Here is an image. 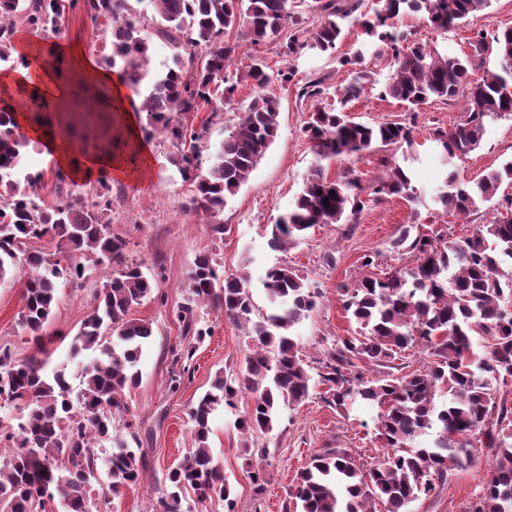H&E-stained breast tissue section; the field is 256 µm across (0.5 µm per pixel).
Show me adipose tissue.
Listing matches in <instances>:
<instances>
[{
    "mask_svg": "<svg viewBox=\"0 0 512 512\" xmlns=\"http://www.w3.org/2000/svg\"><path fill=\"white\" fill-rule=\"evenodd\" d=\"M59 54L75 61L74 70L61 75L44 65L41 55L32 50L31 39L20 35L15 53L16 64L0 73V93L26 84L44 101L68 100L71 106L105 114L120 132L121 150L105 142L97 148L75 155L67 139L56 131L45 130L32 121L27 111L19 109L15 119L56 169L80 183L108 174L135 184L144 183L153 165V147L141 134L139 99L117 72L98 66L94 57L82 48L62 46Z\"/></svg>",
    "mask_w": 512,
    "mask_h": 512,
    "instance_id": "ef3b65f1",
    "label": "adipose tissue"
}]
</instances>
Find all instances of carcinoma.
<instances>
[{"label": "carcinoma", "mask_w": 512, "mask_h": 512, "mask_svg": "<svg viewBox=\"0 0 512 512\" xmlns=\"http://www.w3.org/2000/svg\"><path fill=\"white\" fill-rule=\"evenodd\" d=\"M60 2L0 0V63L13 61L17 27L60 33ZM68 2L73 11L85 10L93 26L111 28L112 40L100 49L102 63L143 96L146 126L159 130L177 149L179 172L192 193L188 207L216 217L277 136L280 102L268 91L270 84L284 85L294 77L290 69L270 73L257 60L245 73L233 72L237 43L229 36L235 32L253 43L281 39L294 18L289 0H148L159 17L152 33L130 0ZM362 6L363 0H325L317 6L315 31L309 36L304 29L294 31L285 43L287 52L306 49L331 56L343 24L352 22L364 39L353 58L340 60L358 67L351 81L336 90L341 106L362 93L369 65L381 59L390 68L384 96L408 111L463 100L465 122L430 134L447 167L435 202L447 213L478 212L504 182L512 184V161L477 181L461 178L458 162L480 146L487 121L512 118V67L500 66L476 78L486 35L471 37V55L451 56L413 40L414 32L399 24L421 16L451 30L489 7L490 0H376L371 18L361 13ZM154 34L172 49L171 63L158 73L150 67ZM492 41L497 57L512 55L511 27L495 30ZM243 80L250 81L252 99L205 165L208 130L224 105L233 102ZM189 112L208 116L188 124L183 114ZM414 131L413 121L369 125L330 106L317 108L305 133L318 160L293 207L272 225L271 249L281 251L315 225L338 224L363 210L359 176L330 179L321 161L378 143L410 146ZM33 148L35 142L19 128L12 110L0 105V282L23 276L22 330L40 341L62 285L88 277L93 268L105 275L97 304L71 344L74 356L92 353L81 366L78 393L64 371L47 372L46 360L17 359L0 349V400L21 410L17 425L0 428V445L13 448L0 460V502H6L9 512H38L58 499L66 512H89L97 470L95 441H110L117 449L109 459L112 491L132 488L142 478L140 458L120 435L114 414L126 409L124 392L139 383L140 356L152 336L151 325L132 317V310L159 288L138 269L112 270L125 242L110 233L112 198L101 192L106 181L90 185L91 198L60 192L49 205L41 195L43 174L31 176L25 168ZM382 162L388 173L376 181L372 194L415 201L407 169L392 157ZM505 206L463 240L450 241L442 231L416 236L407 245L417 257L414 267L367 276L346 289L344 310L367 332L344 339L331 353L321 383L328 386L326 402L339 411L359 399L377 405L376 440L386 452L369 464L344 448L313 456L297 475L295 512H407L408 504L445 481L448 471L471 463V440L476 438L494 450L495 462L468 512H512V408L497 396L499 384L512 378V312L504 307L505 299L512 298V198L505 199ZM45 238L56 241L55 248L30 247ZM261 284L270 308L254 324L255 348L242 373L216 377L211 390L190 408L197 446L166 474L167 488L155 512H182L188 489L201 502L217 497L227 512H235L231 486L208 446L212 414L221 405L235 407L245 393L252 395L249 409L236 421L247 453L256 435L273 430L282 405L309 398L311 376L291 328L314 309L316 293L287 265L268 268ZM204 306L236 323L250 321L248 275L226 276L210 254L198 255L175 313L185 335H203L194 315ZM477 338L487 341L481 356L473 351ZM413 347L430 358L422 369L369 378L357 366L365 361L393 368L402 352ZM193 355L191 346L179 354L185 364L171 378L173 390L191 381ZM442 387L448 390V404L439 406L435 394ZM428 432L434 439L424 446L420 438Z\"/></svg>", "instance_id": "cac0c4a2"}]
</instances>
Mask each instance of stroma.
<instances>
[{
	"label": "stroma",
	"mask_w": 512,
	"mask_h": 512,
	"mask_svg": "<svg viewBox=\"0 0 512 512\" xmlns=\"http://www.w3.org/2000/svg\"><path fill=\"white\" fill-rule=\"evenodd\" d=\"M408 24L417 41L459 55L469 51L468 39L474 31L512 27V0H491L489 8L447 32L433 28L421 18H409ZM39 40L75 45L90 54L101 47L89 17L77 10L69 14L60 35L43 34ZM360 44L359 28L349 24L345 25L344 37L332 57L305 51L290 54L281 40L257 45L240 41L234 68H244L257 59L273 71L289 67L294 78L288 84L272 87L280 102L278 135L220 213L226 228L224 235H215L210 223L187 209L190 191L176 165L177 150L162 135L151 139L155 169L148 185L109 180L111 231L126 243L112 266L135 267L154 277L162 296L146 300L133 311L134 317L153 327L139 363L140 383L126 391L124 398L125 419L137 436L134 448L144 456L142 479L137 487L113 493L107 468L112 444L96 442L98 471L90 494L91 512H153L165 491L168 469L195 445L188 416L190 406L210 389L217 373L236 374L245 366V357L253 344L252 325L269 308L261 280L275 264L295 269L318 293L315 308L292 329L313 380L308 400L282 407L274 430L255 438L254 445L260 453L253 457L244 455L242 436L235 427L236 418L251 403L250 395L239 397L235 408L214 411L208 443L215 462L236 494V512H286L292 503L289 490L296 474L314 454L326 449H348L363 463L381 456L375 439L376 409L357 404L349 413L338 412L325 402L326 388L317 378L337 344L361 331L360 325L343 309L342 293L364 275L379 277L393 269L415 266L414 254L391 248L392 241L403 230L431 236L444 228L449 239L460 240L469 237L492 211L486 206L462 218L443 213L435 203L444 175L430 133L438 126L453 129L465 121L466 112L458 101L434 103L417 114L412 158L406 163L413 175L418 202L386 196L369 202L353 220L316 225L293 247L283 251L269 248L272 224L292 207L316 160L314 147L303 128L318 103L313 98L299 97L298 92L306 82L318 77L325 78L332 90L349 83L351 69L340 65L339 60L352 56ZM388 75L385 64L373 68L361 97L346 106L353 120L374 125L407 119L402 104L380 94ZM388 154V149L378 146L354 156L339 157L330 161L327 174L337 179L355 173L363 189L368 190L380 177V162ZM511 160L512 119H503L487 126L480 147L461 162L459 173L475 181ZM205 252L214 257L225 274H249L253 314L250 323L237 324L222 312L210 308L197 310V325L206 329L207 334L195 345L192 380L173 392L168 387L171 350L185 341L174 313L183 300L195 257ZM368 256L373 263L367 267L363 260ZM101 278V272L96 271L88 279L61 288L54 315L45 328L47 367L65 370L74 386L79 383L82 362L88 361L90 355L85 352L72 357L70 345L94 308V291ZM22 294L21 281L8 279L0 283V348H10L19 358L35 351L18 323ZM473 454L471 464L449 471L447 483L430 494L419 495L409 504V512H468L486 484L493 461L492 450L483 446H475ZM256 465L264 470V490L260 493L249 478Z\"/></svg>",
	"instance_id": "obj_1"
}]
</instances>
